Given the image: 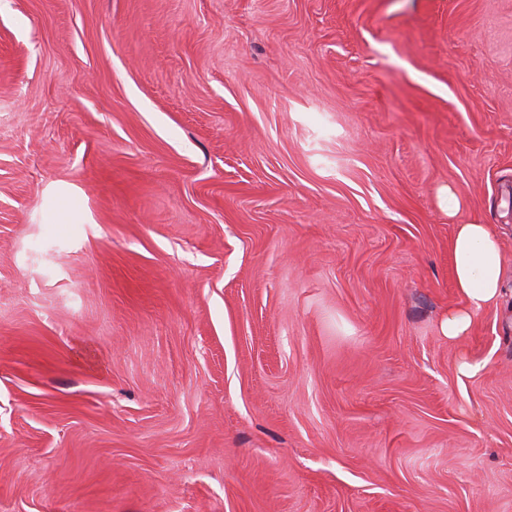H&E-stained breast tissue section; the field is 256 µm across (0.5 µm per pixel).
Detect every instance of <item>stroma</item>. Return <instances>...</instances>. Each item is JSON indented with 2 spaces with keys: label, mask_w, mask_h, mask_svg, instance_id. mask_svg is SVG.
<instances>
[{
  "label": "stroma",
  "mask_w": 512,
  "mask_h": 512,
  "mask_svg": "<svg viewBox=\"0 0 512 512\" xmlns=\"http://www.w3.org/2000/svg\"><path fill=\"white\" fill-rule=\"evenodd\" d=\"M511 185L512 0H0V512H512ZM450 258L463 305L448 311L441 329L455 339L469 331L475 314L503 299V254L493 225L480 221L455 225Z\"/></svg>",
  "instance_id": "stroma-1"
}]
</instances>
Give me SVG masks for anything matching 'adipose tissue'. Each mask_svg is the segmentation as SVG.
Returning <instances> with one entry per match:
<instances>
[{
    "mask_svg": "<svg viewBox=\"0 0 512 512\" xmlns=\"http://www.w3.org/2000/svg\"><path fill=\"white\" fill-rule=\"evenodd\" d=\"M450 258L463 304L449 310L441 329L455 339L469 331L475 314L503 299V254L493 225L478 221L456 225Z\"/></svg>",
    "mask_w": 512,
    "mask_h": 512,
    "instance_id": "obj_1",
    "label": "adipose tissue"
}]
</instances>
